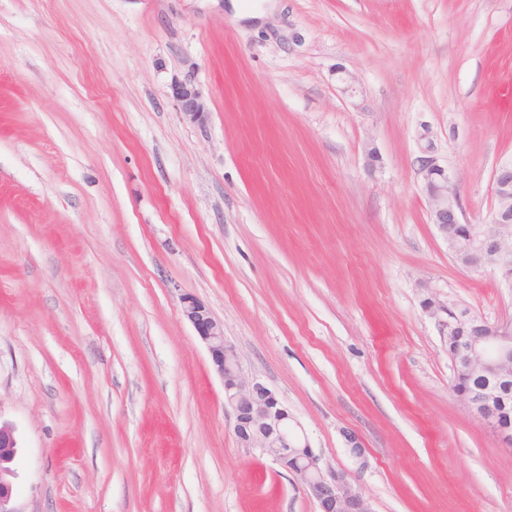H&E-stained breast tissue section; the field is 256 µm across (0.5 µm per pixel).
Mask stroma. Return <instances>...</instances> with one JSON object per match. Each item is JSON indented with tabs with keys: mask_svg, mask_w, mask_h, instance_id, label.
I'll list each match as a JSON object with an SVG mask.
<instances>
[{
	"mask_svg": "<svg viewBox=\"0 0 512 512\" xmlns=\"http://www.w3.org/2000/svg\"><path fill=\"white\" fill-rule=\"evenodd\" d=\"M0 0V421L17 512H317L241 448L192 294L374 512H512L428 292L512 315L429 219L512 157V0ZM209 108L186 122L172 87ZM356 432L353 454L346 432Z\"/></svg>",
	"mask_w": 512,
	"mask_h": 512,
	"instance_id": "obj_1",
	"label": "stroma"
}]
</instances>
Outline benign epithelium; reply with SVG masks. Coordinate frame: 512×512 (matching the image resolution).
<instances>
[{
	"instance_id": "7a95c632",
	"label": "benign epithelium",
	"mask_w": 512,
	"mask_h": 512,
	"mask_svg": "<svg viewBox=\"0 0 512 512\" xmlns=\"http://www.w3.org/2000/svg\"><path fill=\"white\" fill-rule=\"evenodd\" d=\"M172 95L182 116L203 124L209 111L200 91L179 82ZM420 172L429 204V218L454 260L464 269L495 270L502 284L512 288V159L500 162L493 177L495 206L488 224L464 219L457 188L448 169L424 150ZM423 310L434 319L452 362L453 391L487 428L506 445L512 428L501 417L500 405L512 393V316L497 323L429 294ZM183 317L206 345L210 362L224 387V403L233 415V433L240 447L272 458L301 482L319 512H373L369 500L351 482L349 474L324 464L305 436L292 431L291 416L277 394L261 380L246 376L235 348L224 337V324L193 295L181 297ZM479 377L483 390L458 385L459 377ZM15 429L0 422V512H17L12 506L14 476L8 467L16 455Z\"/></svg>"
}]
</instances>
